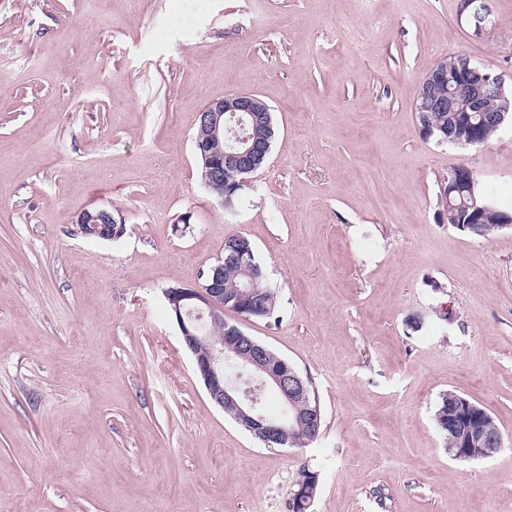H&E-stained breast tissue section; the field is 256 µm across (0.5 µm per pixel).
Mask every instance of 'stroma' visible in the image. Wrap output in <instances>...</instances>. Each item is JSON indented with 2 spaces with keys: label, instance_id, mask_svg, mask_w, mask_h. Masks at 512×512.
I'll return each mask as SVG.
<instances>
[{
  "label": "stroma",
  "instance_id": "1",
  "mask_svg": "<svg viewBox=\"0 0 512 512\" xmlns=\"http://www.w3.org/2000/svg\"><path fill=\"white\" fill-rule=\"evenodd\" d=\"M472 39L459 0H0V512H512V230L449 224L471 168L512 211V129L424 140L418 81L466 52L512 74V0ZM273 109L226 214L192 138L207 102ZM106 208L122 238H85ZM245 234L280 319L243 330L310 377L306 448L264 447L208 398L165 289ZM456 392L504 437L449 457ZM476 184L478 181L474 172L466 166H458L451 171L448 183L441 184V201L446 208L449 205L451 208H462L470 212L482 211L485 206L479 205L477 197L484 199V195L478 187L475 188ZM458 194L461 202L454 204ZM99 216L94 215L88 210L81 212L76 219V224H82L81 234L87 238H96L105 241H112L113 238H117L123 234L120 229H116L113 234L112 227L105 229L104 226L98 224Z\"/></svg>",
  "mask_w": 512,
  "mask_h": 512
}]
</instances>
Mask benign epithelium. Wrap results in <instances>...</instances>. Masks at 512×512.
<instances>
[{
  "mask_svg": "<svg viewBox=\"0 0 512 512\" xmlns=\"http://www.w3.org/2000/svg\"><path fill=\"white\" fill-rule=\"evenodd\" d=\"M488 0H460V16L468 23L472 36L479 39L493 27ZM448 81V96L437 93V85ZM512 83L490 71L468 53H456L451 60L442 59L418 82L415 90V114L448 113V124L458 128L454 113L464 110L466 130L457 137L443 136L439 144L449 141L462 145L482 146L488 127V100L495 101L498 130L512 128V100L505 91ZM202 120L212 129L211 136L193 142L197 157L204 161L202 185L207 193L226 210H233L231 197L224 189L234 182L247 185L249 176L266 162L271 148L269 139L259 133L271 126V108L257 95L249 92L229 94L212 100L200 111ZM478 184L474 172L466 166L454 168L448 181L441 184L440 198L446 206H458L474 212L483 210L475 195ZM99 216L81 212L76 223L87 238L110 241L122 234L98 224ZM227 260L235 264L242 277V287L233 294L224 290V262L210 267L203 280L192 286L168 288L164 295L180 331L185 348L192 356L194 370L202 380L210 400L219 408H234V420L244 430L266 445L288 443L294 425L318 429L320 405L312 396L307 380L291 365L272 356L268 346L224 321V311L231 310L245 318L248 304L261 300L250 290L252 281L262 275L253 262V253L240 249L234 241L224 246ZM224 328V336L211 341L203 327ZM234 360L241 368L246 383L255 384L262 393L273 391L282 405L279 416L265 413L260 399L237 383L224 381V360ZM452 442V457L460 460H483L494 450L504 447V438L494 417L463 395L448 397V414L441 422ZM298 494L306 500L314 498L316 480L310 471L302 472L297 482Z\"/></svg>",
  "mask_w": 512,
  "mask_h": 512,
  "instance_id": "benign-epithelium-1",
  "label": "benign epithelium"
}]
</instances>
